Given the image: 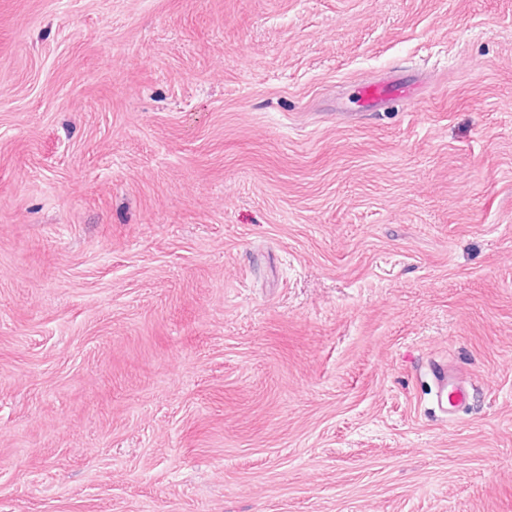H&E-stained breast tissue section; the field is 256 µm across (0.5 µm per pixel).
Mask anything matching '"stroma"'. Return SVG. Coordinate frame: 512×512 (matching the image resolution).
Here are the masks:
<instances>
[{
	"label": "stroma",
	"mask_w": 512,
	"mask_h": 512,
	"mask_svg": "<svg viewBox=\"0 0 512 512\" xmlns=\"http://www.w3.org/2000/svg\"><path fill=\"white\" fill-rule=\"evenodd\" d=\"M0 512H512V0H0ZM418 85L392 74L382 79H372L357 88L360 106L366 111L380 109L387 104L416 97ZM437 380L436 402L438 407L448 414V410L456 408L468 398V387L461 372L450 364L434 365Z\"/></svg>",
	"instance_id": "1"
}]
</instances>
